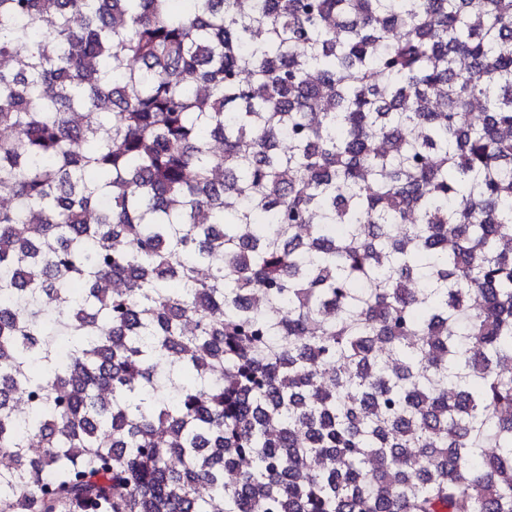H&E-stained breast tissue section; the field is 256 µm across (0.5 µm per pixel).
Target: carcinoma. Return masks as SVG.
<instances>
[{"label":"carcinoma","mask_w":512,"mask_h":512,"mask_svg":"<svg viewBox=\"0 0 512 512\" xmlns=\"http://www.w3.org/2000/svg\"><path fill=\"white\" fill-rule=\"evenodd\" d=\"M0 512H512V0H0Z\"/></svg>","instance_id":"carcinoma-1"}]
</instances>
